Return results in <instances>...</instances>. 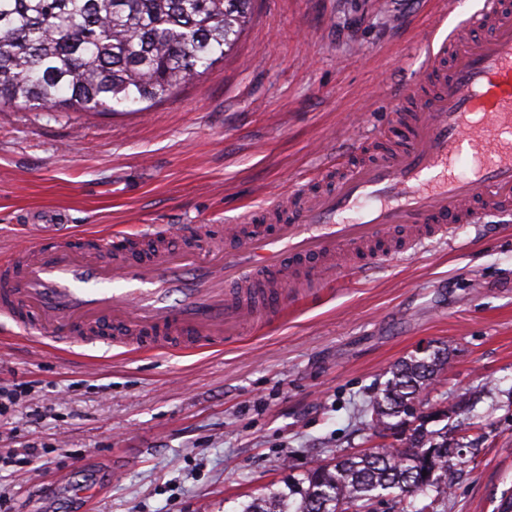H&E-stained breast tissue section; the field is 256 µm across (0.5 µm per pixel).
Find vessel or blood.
Masks as SVG:
<instances>
[{"label":"vessel or blood","instance_id":"1","mask_svg":"<svg viewBox=\"0 0 512 512\" xmlns=\"http://www.w3.org/2000/svg\"><path fill=\"white\" fill-rule=\"evenodd\" d=\"M471 24L483 38L427 41L434 91L392 109L406 144L378 151L331 189L281 192L272 228L249 209L220 239L183 225L200 252L169 248L165 225L96 238L82 254L1 249L0 317L69 349L92 339L131 352L218 345L334 283L338 254L363 273L511 210L512 0H484Z\"/></svg>","mask_w":512,"mask_h":512}]
</instances>
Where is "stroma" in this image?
I'll return each mask as SVG.
<instances>
[{
  "instance_id": "stroma-1",
  "label": "stroma",
  "mask_w": 512,
  "mask_h": 512,
  "mask_svg": "<svg viewBox=\"0 0 512 512\" xmlns=\"http://www.w3.org/2000/svg\"><path fill=\"white\" fill-rule=\"evenodd\" d=\"M481 0H256L213 69L142 112L0 106V245L69 241L116 226L234 224L318 182L355 131L386 128L394 93L418 89L427 40ZM455 248L428 245L345 272L316 299L210 350L63 356L0 338V386L25 391L0 417V512H68L95 473L91 512H239L328 462L377 445L365 424L400 359L434 342L453 363L425 402L448 436L456 481L418 495L432 512H495L512 490V211Z\"/></svg>"
}]
</instances>
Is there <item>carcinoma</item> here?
I'll return each mask as SVG.
<instances>
[{
  "instance_id": "cac0c4a2",
  "label": "carcinoma",
  "mask_w": 512,
  "mask_h": 512,
  "mask_svg": "<svg viewBox=\"0 0 512 512\" xmlns=\"http://www.w3.org/2000/svg\"><path fill=\"white\" fill-rule=\"evenodd\" d=\"M252 0H0V105L114 112L154 104L224 58ZM449 364L431 346L395 363L366 423L400 446L316 463L242 512H341L343 504L397 490L407 499L452 488L448 440L425 427L423 394Z\"/></svg>"
}]
</instances>
